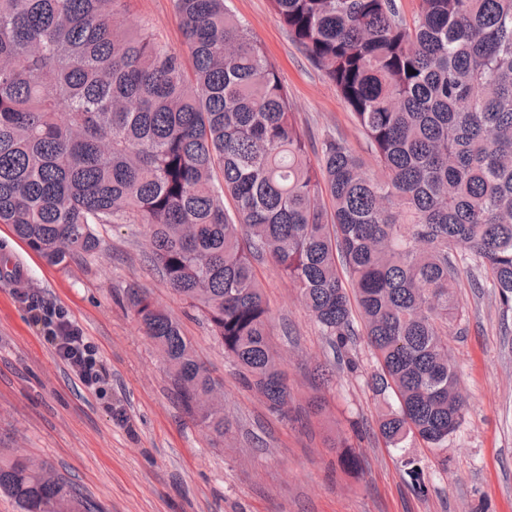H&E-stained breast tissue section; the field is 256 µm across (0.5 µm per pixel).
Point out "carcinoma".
Listing matches in <instances>:
<instances>
[{
	"instance_id": "carcinoma-1",
	"label": "carcinoma",
	"mask_w": 512,
	"mask_h": 512,
	"mask_svg": "<svg viewBox=\"0 0 512 512\" xmlns=\"http://www.w3.org/2000/svg\"><path fill=\"white\" fill-rule=\"evenodd\" d=\"M270 3L373 166L332 132L310 157L279 71L225 0H174L185 53L127 25L129 0H0V224L53 266L95 253L96 224L145 225L163 278L282 413L254 266L272 260L334 347L367 337L371 389L393 399L386 446L445 448L466 410L454 252L512 311V0H418L409 19L397 0ZM125 301L185 412L224 440L220 383L179 323L139 288ZM402 464L426 494L418 461ZM0 491L21 512H92L29 459H0Z\"/></svg>"
}]
</instances>
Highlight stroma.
Returning <instances> with one entry per match:
<instances>
[{
  "label": "stroma",
  "mask_w": 512,
  "mask_h": 512,
  "mask_svg": "<svg viewBox=\"0 0 512 512\" xmlns=\"http://www.w3.org/2000/svg\"><path fill=\"white\" fill-rule=\"evenodd\" d=\"M226 4L279 69L311 143L331 131L369 159L350 109L290 41L269 0ZM128 20L186 47L173 0H131ZM97 232L99 252L52 266L0 224V449L73 481L94 512H512V313L502 312L496 289L473 287L467 255L457 256L464 317L449 339L467 408L447 448L411 449L428 488L419 497L401 451L379 434L382 402L368 387L376 361L365 338L334 351L272 261L256 267L291 392L282 414L242 385L205 322L149 264L141 225L105 224ZM14 268L20 277L11 276ZM130 287L181 323L222 384L223 441L213 442L174 399L166 365L124 301ZM21 291L68 309L99 350L110 400L56 358ZM350 359L356 369L347 368ZM319 365L332 373L324 386L313 377ZM114 407L125 422L113 419ZM339 438L351 445L356 469L340 466Z\"/></svg>",
  "instance_id": "stroma-1"
}]
</instances>
